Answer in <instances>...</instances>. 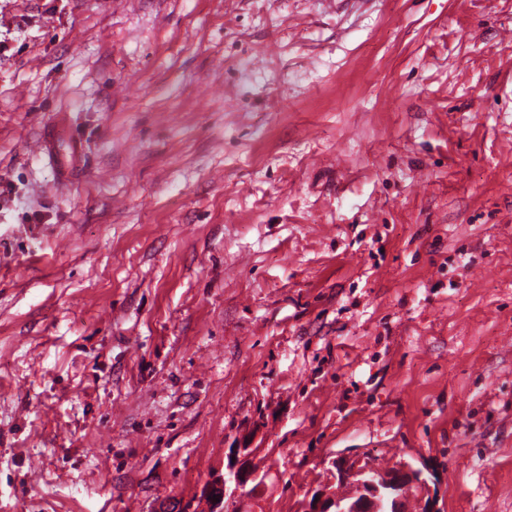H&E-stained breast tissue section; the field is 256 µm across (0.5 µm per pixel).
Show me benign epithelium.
<instances>
[{"label": "benign epithelium", "instance_id": "7a95c632", "mask_svg": "<svg viewBox=\"0 0 512 512\" xmlns=\"http://www.w3.org/2000/svg\"><path fill=\"white\" fill-rule=\"evenodd\" d=\"M368 471L363 465L340 467V475L350 480L359 490L355 498H336L326 491L313 494L309 512H377L381 501L391 504V512H402L405 497L413 488L429 491V484L423 482L424 472L404 466L395 472L383 475L377 481H364L361 476ZM255 481V471L249 463V449L234 448L227 454L224 471H218L210 480V485L221 490L214 512H225L223 505L236 501L238 490Z\"/></svg>", "mask_w": 512, "mask_h": 512}]
</instances>
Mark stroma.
I'll return each instance as SVG.
<instances>
[{"mask_svg":"<svg viewBox=\"0 0 512 512\" xmlns=\"http://www.w3.org/2000/svg\"><path fill=\"white\" fill-rule=\"evenodd\" d=\"M512 0H0V512H237L337 458L512 512ZM81 165L32 144L58 115ZM42 225L30 235L26 225ZM249 448H232L227 454V462L223 472H216L210 480V485L221 490L219 501H215V512L226 511L224 506L236 503L238 490L249 482L255 481V471L249 463Z\"/></svg>","mask_w":512,"mask_h":512,"instance_id":"35a3bbf8","label":"stroma"}]
</instances>
